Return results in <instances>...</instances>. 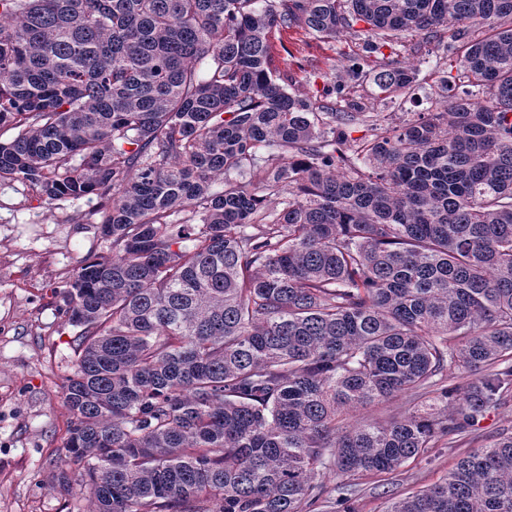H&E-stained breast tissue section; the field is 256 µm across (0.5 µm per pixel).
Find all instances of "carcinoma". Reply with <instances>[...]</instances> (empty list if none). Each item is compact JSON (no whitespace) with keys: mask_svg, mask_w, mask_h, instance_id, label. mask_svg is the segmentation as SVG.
<instances>
[{"mask_svg":"<svg viewBox=\"0 0 512 512\" xmlns=\"http://www.w3.org/2000/svg\"><path fill=\"white\" fill-rule=\"evenodd\" d=\"M360 23L334 99L288 92L270 33ZM413 36L437 97L391 126L352 89L410 90ZM3 130L0 182L96 196L112 240L61 293L53 481L92 512H315L512 388V0H0ZM386 512H512V434ZM409 399V397L401 396L388 402L375 404L363 411V415L384 423L394 416L407 413L412 406Z\"/></svg>","mask_w":512,"mask_h":512,"instance_id":"cac0c4a2","label":"carcinoma"}]
</instances>
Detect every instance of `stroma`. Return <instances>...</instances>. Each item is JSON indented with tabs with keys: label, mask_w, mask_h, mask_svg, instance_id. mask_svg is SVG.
<instances>
[{
	"label": "stroma",
	"mask_w": 512,
	"mask_h": 512,
	"mask_svg": "<svg viewBox=\"0 0 512 512\" xmlns=\"http://www.w3.org/2000/svg\"><path fill=\"white\" fill-rule=\"evenodd\" d=\"M269 43L273 69L292 77L293 91L307 96L323 87L309 60L325 71L338 63L339 51L362 48L361 40L346 32L331 45L301 42L291 31L272 33ZM406 60L418 73L410 92L388 100L373 83L358 89L393 125L426 111L433 93L427 48ZM96 205L93 196L50 203L21 182L0 183V512H88L90 507L86 496L55 487L52 473L71 421L61 386L74 369L78 333L60 310V294L80 259L112 254L88 219ZM503 433H512V397L397 471L357 475L354 512H384L389 499L442 480L459 457Z\"/></svg>",
	"instance_id": "obj_1"
}]
</instances>
